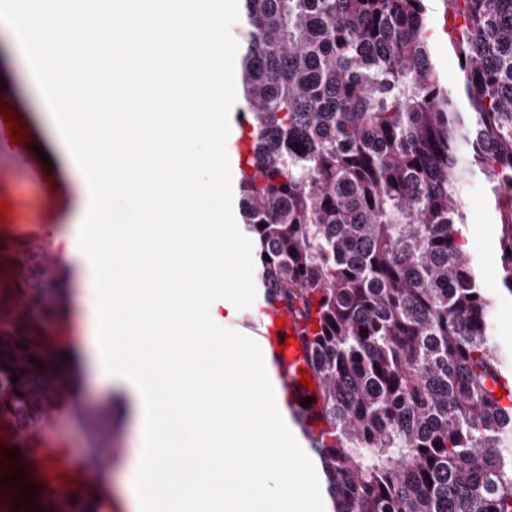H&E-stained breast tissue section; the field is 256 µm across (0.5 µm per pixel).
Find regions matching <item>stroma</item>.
<instances>
[{
  "instance_id": "35a3bbf8",
  "label": "stroma",
  "mask_w": 512,
  "mask_h": 512,
  "mask_svg": "<svg viewBox=\"0 0 512 512\" xmlns=\"http://www.w3.org/2000/svg\"><path fill=\"white\" fill-rule=\"evenodd\" d=\"M453 13L446 0H429L428 23L434 35L431 51L445 85L458 87L462 82L444 30ZM0 78L6 92L20 101L35 134L37 147L43 148L51 160L52 169L59 173L67 186L68 206L59 223L67 225L73 219L80 200V178L69 162L60 132L40 98L38 88L27 81L25 64L13 48L8 29L0 26ZM11 194L19 205L25 221H32L46 203L42 184L26 169L11 171ZM468 222L463 236L467 251L479 265V281L488 293L497 295L498 304L493 317L496 339L512 347V296L503 289V273L498 261V240L502 230V216L494 206L483 181L471 182L463 194ZM69 275L59 287L50 289L46 296V329H53L58 311L78 317L79 322L71 343L72 350L89 349L92 342L91 324L83 320L85 284L77 273L75 262H68ZM58 380L62 392L72 393L70 410L55 413L51 422L41 428L35 437L42 454L58 451L70 456L75 468H84L88 460L108 457L110 470L106 476L113 496L127 492L125 465L131 460L135 429L128 417L124 394L108 378L98 374L92 366H60Z\"/></svg>"
}]
</instances>
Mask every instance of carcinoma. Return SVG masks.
<instances>
[{"label": "carcinoma", "mask_w": 512, "mask_h": 512, "mask_svg": "<svg viewBox=\"0 0 512 512\" xmlns=\"http://www.w3.org/2000/svg\"><path fill=\"white\" fill-rule=\"evenodd\" d=\"M240 2L239 210L263 315L293 317L317 379L288 410L332 512H512V404L494 392L512 376L459 194L479 175L503 213L512 292V0H450L468 112L434 64L427 0ZM45 253L0 244L35 264L0 293V429L31 458L26 432L64 404L41 368L40 293L64 277ZM35 487L51 512H101L79 486Z\"/></svg>", "instance_id": "1"}]
</instances>
